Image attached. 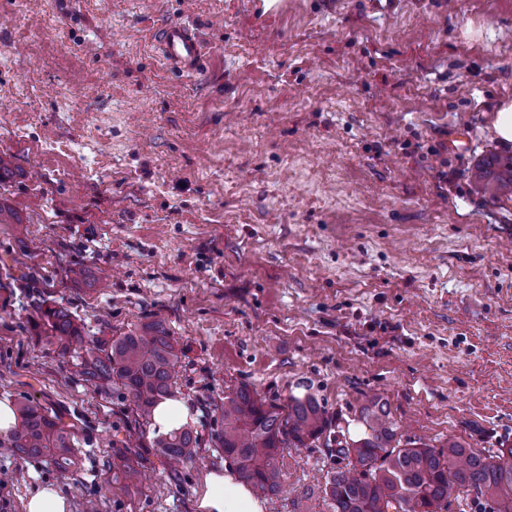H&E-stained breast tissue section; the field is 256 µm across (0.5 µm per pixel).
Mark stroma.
<instances>
[{"label": "stroma", "instance_id": "obj_1", "mask_svg": "<svg viewBox=\"0 0 512 512\" xmlns=\"http://www.w3.org/2000/svg\"><path fill=\"white\" fill-rule=\"evenodd\" d=\"M175 22L197 73L160 59ZM505 99L512 0H288L260 25L251 0H0V398L51 408L84 454L69 474L1 450L0 512L48 484L69 512H199L225 464L212 403L242 384L354 434L377 395L403 438L512 448V200L471 179L512 156ZM42 298L93 336L165 323L201 438L178 480L128 399L36 341ZM117 440L153 463L126 495ZM277 466L266 512H333L326 448ZM163 61L173 69L195 72L202 59V45L196 30L182 23L165 25L157 36ZM492 126L500 145L512 146V101H504L498 105Z\"/></svg>", "mask_w": 512, "mask_h": 512}]
</instances>
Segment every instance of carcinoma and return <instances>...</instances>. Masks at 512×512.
<instances>
[{
    "label": "carcinoma",
    "mask_w": 512,
    "mask_h": 512,
    "mask_svg": "<svg viewBox=\"0 0 512 512\" xmlns=\"http://www.w3.org/2000/svg\"><path fill=\"white\" fill-rule=\"evenodd\" d=\"M474 182L494 199L512 198V157H492L474 167ZM36 340L62 357L104 392L121 390L130 397L134 422L152 417L161 400L174 395L171 380L180 363V350L164 324L152 321L121 336L85 339L81 320L67 309L43 304ZM224 429L217 447L239 476L261 498L279 492L277 457L285 448H306L322 442L330 454L345 462L327 478L323 491L334 512H442L455 489L476 499H489L493 512H512V448L494 457L466 447L453 438L436 448L401 443L390 410L380 396L359 410L363 432L333 424V418L313 395H291L284 404H267L245 385L224 395L220 405ZM19 424L0 448L20 457L45 456L60 472L78 471L82 459L72 443L70 426L36 399L25 397L15 409ZM198 434L184 428L160 436L155 447L163 457H191ZM147 459L112 453L111 489L129 492Z\"/></svg>",
    "instance_id": "cac0c4a2"
}]
</instances>
